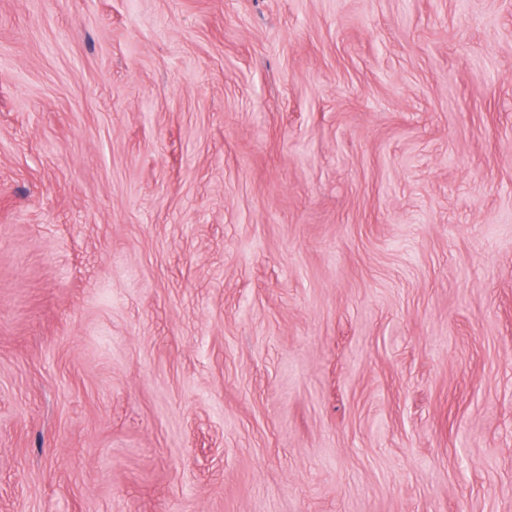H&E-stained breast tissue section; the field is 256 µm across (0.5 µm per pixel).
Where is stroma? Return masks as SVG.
I'll return each mask as SVG.
<instances>
[{
	"label": "stroma",
	"instance_id": "1",
	"mask_svg": "<svg viewBox=\"0 0 512 512\" xmlns=\"http://www.w3.org/2000/svg\"><path fill=\"white\" fill-rule=\"evenodd\" d=\"M0 512H512V0H0Z\"/></svg>",
	"mask_w": 512,
	"mask_h": 512
}]
</instances>
